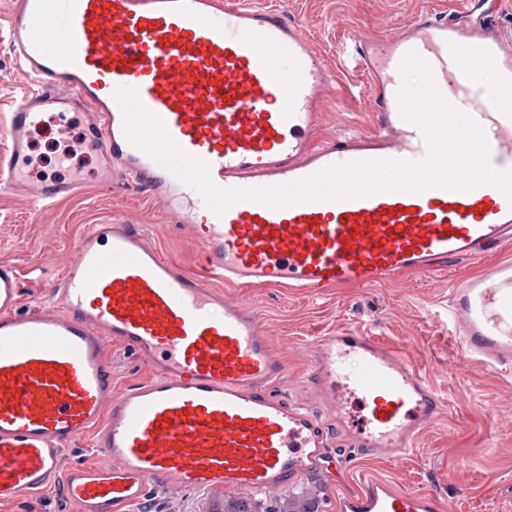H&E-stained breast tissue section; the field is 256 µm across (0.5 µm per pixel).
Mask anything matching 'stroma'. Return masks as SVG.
<instances>
[{"label": "stroma", "mask_w": 512, "mask_h": 512, "mask_svg": "<svg viewBox=\"0 0 512 512\" xmlns=\"http://www.w3.org/2000/svg\"><path fill=\"white\" fill-rule=\"evenodd\" d=\"M287 11L301 34L323 55L336 76L321 102L317 141L372 129L374 104L363 71L349 64L346 45L367 35H396L418 13L446 14L459 0H254ZM29 77L0 38V167L7 166L11 141L4 127ZM142 230L167 258L187 271L197 269L200 245L191 225L177 223L144 190L129 186L108 192L89 185L75 196L38 208L31 193H0V262L22 274V309L49 302V291L76 258V242L90 225L105 221ZM460 265L435 278L407 277L350 293L308 296L287 288H229L227 298L252 307L274 352L287 366L279 394L327 408L310 385L307 345L339 328H365L378 340L407 345L409 359L449 405V411L400 459H381L344 449L339 476L309 475L266 494L248 495L261 512H277L295 496L316 499L318 512H336L337 496L359 491L372 478L403 490L433 491L447 498L451 512H512V377L466 362L448 327L451 288L473 274ZM116 390L145 381L149 369L122 345L107 349ZM239 493L221 488L184 491L152 487L143 503L126 512H222ZM0 512H73L54 482L39 494L0 505Z\"/></svg>", "instance_id": "obj_1"}]
</instances>
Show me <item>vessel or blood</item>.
Here are the masks:
<instances>
[{
    "label": "vessel or blood",
    "instance_id": "obj_1",
    "mask_svg": "<svg viewBox=\"0 0 512 512\" xmlns=\"http://www.w3.org/2000/svg\"><path fill=\"white\" fill-rule=\"evenodd\" d=\"M498 0H463L447 17L419 14L395 37L368 36L352 54L369 79L375 127L321 143L319 103L335 76L284 11L251 0H17L10 49L33 87L7 126L12 152L0 192L34 187L39 205L77 194L80 175L35 174L31 143L47 113L94 110L83 143L107 190L142 188L193 225L200 273L183 270L131 224H94L47 306L20 311L21 272L0 263V503L61 478L75 512H122L149 486L264 493L340 469L338 445L407 455L445 411L406 359L361 328L313 339L309 379L330 417L273 390L287 374L257 315L228 288L309 294L372 288L403 277L484 265L453 288L448 322L465 359L512 374V197L492 185L379 191L271 209L241 201L223 215L131 146L114 94L135 89L173 140L206 161L222 187L251 189L368 159L421 161L422 131L400 115L401 62L417 50L442 96L493 129L489 159L512 170V55L491 21ZM497 75L487 99L475 65ZM117 343L149 378L112 385ZM364 411L352 424L349 398ZM89 439L98 462L63 466ZM337 512H448L432 491L383 480L340 498Z\"/></svg>",
    "mask_w": 512,
    "mask_h": 512
}]
</instances>
